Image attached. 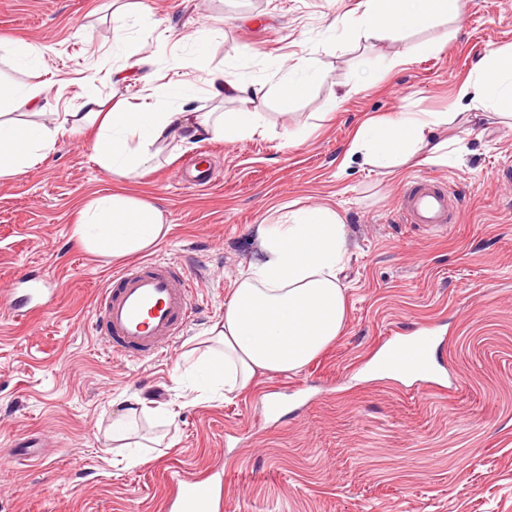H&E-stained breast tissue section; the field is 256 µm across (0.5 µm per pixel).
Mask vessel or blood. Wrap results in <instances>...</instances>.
Here are the masks:
<instances>
[{
  "label": "vessel or blood",
  "mask_w": 512,
  "mask_h": 512,
  "mask_svg": "<svg viewBox=\"0 0 512 512\" xmlns=\"http://www.w3.org/2000/svg\"><path fill=\"white\" fill-rule=\"evenodd\" d=\"M400 208L412 224L441 229L452 221L447 189L430 178L414 181ZM98 308L95 330L107 336L113 354L154 357L183 333L193 310L192 284L173 263L139 262L113 275L98 297ZM169 482L170 512H221L220 469L199 475L174 471Z\"/></svg>",
  "instance_id": "1"
}]
</instances>
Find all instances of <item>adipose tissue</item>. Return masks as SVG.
<instances>
[{
	"label": "adipose tissue",
	"mask_w": 512,
	"mask_h": 512,
	"mask_svg": "<svg viewBox=\"0 0 512 512\" xmlns=\"http://www.w3.org/2000/svg\"><path fill=\"white\" fill-rule=\"evenodd\" d=\"M458 0H367L359 21L368 33L414 29L455 14ZM46 88L35 82L0 81V178L26 173L44 159L64 128L92 130L91 149L116 182L150 169L165 150L194 137H249L263 117L252 103L262 90H248L236 78H220L213 98L239 102L234 112H197L189 103L192 82L171 83L146 102L106 105L88 95L73 112L48 113ZM460 99L479 111H512V61L496 52L476 78L459 89ZM456 112H401L389 121L368 120L357 130L349 157L389 173L412 157L444 164L450 159L446 133ZM169 230L163 211L134 195L116 191L89 200L71 228L86 249L121 258L156 245ZM261 256L235 280L224 319L208 331L210 346L199 363L222 362L213 387L231 397L268 374H294L340 335L346 319L341 274L348 254L344 225L327 204L289 211L260 227Z\"/></svg>",
	"instance_id": "obj_1"
}]
</instances>
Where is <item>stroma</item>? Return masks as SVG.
Returning a JSON list of instances; mask_svg holds the SVG:
<instances>
[{
    "mask_svg": "<svg viewBox=\"0 0 512 512\" xmlns=\"http://www.w3.org/2000/svg\"><path fill=\"white\" fill-rule=\"evenodd\" d=\"M131 2L145 17L119 50L112 0H0V43L45 50L32 73L0 58V77L45 83L53 112L89 94L132 103L178 79L195 83L194 105L207 112L217 70L270 87L311 61L322 78L291 114L258 101L261 134L190 140L121 186L86 132L60 133L40 164L0 179V512H167L170 472L218 462L224 512H512V186L493 176L512 161V124L450 125L465 147L457 165L413 161L386 176L340 167L366 118L464 111L458 90L478 60L512 50V0H458V14L426 29L369 37L354 28L366 0ZM424 41L437 51L414 54ZM300 126L305 136L289 145ZM202 149L213 172L205 188L185 174ZM423 177L453 187L456 223H407L398 201ZM118 189L162 208L170 226L120 260L71 237L80 208ZM294 202L329 204L345 224L342 333L299 374L259 377L224 400L202 388L192 351L258 258L257 225ZM145 260L181 265L195 308L155 359L116 357L91 329L95 298ZM26 278L56 289L48 313L13 316L11 291ZM432 323L445 336L432 362L452 391L365 376L382 348ZM133 394L146 409L132 424L140 461L129 466L112 424ZM24 441L38 443V460L23 459Z\"/></svg>",
    "mask_w": 512,
    "mask_h": 512,
    "instance_id": "stroma-1",
    "label": "stroma"
}]
</instances>
